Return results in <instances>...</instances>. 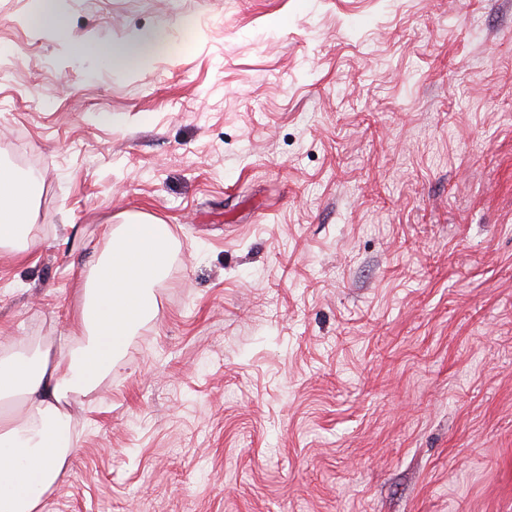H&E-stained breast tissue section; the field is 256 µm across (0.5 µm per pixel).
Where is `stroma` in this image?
I'll return each mask as SVG.
<instances>
[{
    "label": "stroma",
    "instance_id": "35a3bbf8",
    "mask_svg": "<svg viewBox=\"0 0 512 512\" xmlns=\"http://www.w3.org/2000/svg\"><path fill=\"white\" fill-rule=\"evenodd\" d=\"M39 5L0 0L42 185L0 344L63 347L125 216L175 237L41 512H512V0Z\"/></svg>",
    "mask_w": 512,
    "mask_h": 512
}]
</instances>
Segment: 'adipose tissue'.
Here are the masks:
<instances>
[{
	"instance_id": "obj_1",
	"label": "adipose tissue",
	"mask_w": 512,
	"mask_h": 512,
	"mask_svg": "<svg viewBox=\"0 0 512 512\" xmlns=\"http://www.w3.org/2000/svg\"><path fill=\"white\" fill-rule=\"evenodd\" d=\"M38 176L0 166V247L27 254ZM111 246L77 290L68 346L35 357L0 356V399L18 398L22 416L0 415V512H40L71 453V397L110 373L130 336L157 317L154 287L171 257L169 225L138 215L110 229Z\"/></svg>"
}]
</instances>
